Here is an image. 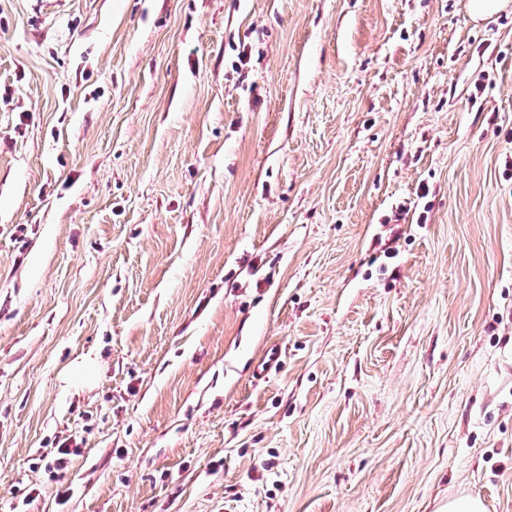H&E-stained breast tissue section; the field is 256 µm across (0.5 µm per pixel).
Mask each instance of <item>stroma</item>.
<instances>
[{
  "instance_id": "obj_1",
  "label": "stroma",
  "mask_w": 512,
  "mask_h": 512,
  "mask_svg": "<svg viewBox=\"0 0 512 512\" xmlns=\"http://www.w3.org/2000/svg\"><path fill=\"white\" fill-rule=\"evenodd\" d=\"M461 495L512 512V0H0V512Z\"/></svg>"
}]
</instances>
